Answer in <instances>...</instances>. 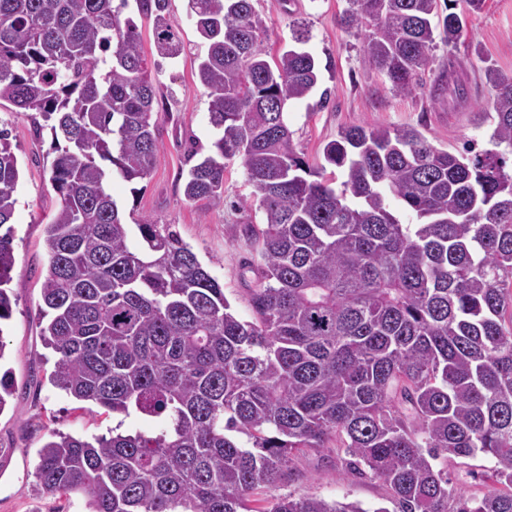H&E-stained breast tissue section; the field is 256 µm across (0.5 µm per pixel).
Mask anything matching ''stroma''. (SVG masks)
Listing matches in <instances>:
<instances>
[{
	"instance_id": "35a3bbf8",
	"label": "stroma",
	"mask_w": 512,
	"mask_h": 512,
	"mask_svg": "<svg viewBox=\"0 0 512 512\" xmlns=\"http://www.w3.org/2000/svg\"><path fill=\"white\" fill-rule=\"evenodd\" d=\"M348 0H255L264 28L260 35L270 58L293 47V24L304 22L309 33L305 45L322 64V87L331 89L328 102L319 94L289 102L288 125L299 154L314 167L324 162L323 148L351 126L410 127L435 146L462 154L464 145L474 153L495 149L490 135L495 127L492 103L495 89L485 78L486 68L512 74V0H485L481 10L466 12L456 44L438 45L422 73V89L403 95L391 90L385 77L365 66L363 39L346 32L336 17ZM122 18L133 20L150 62L156 91L154 117L161 132L159 161L145 179L132 182L113 178L112 195L125 212L127 223L144 216L174 225L182 240L223 285L224 294L240 318L252 319L248 294L254 287L249 269L255 257L253 225L262 214L252 203L240 158L226 161L224 195L215 200L188 201L183 195L190 144L201 154L213 151L214 130L209 122V98L196 77L205 47L196 31L188 0H169L168 20L184 43L174 59L158 57L151 18L139 13L136 0H128ZM0 123L11 130L19 180L11 219L16 264L14 276L23 281L13 302V314L0 338L14 393L0 412V512H88L82 495L63 497L42 490L35 476L37 452L51 431L89 438L109 434L115 425L145 433L155 422L137 416L124 419L104 413L91 403L75 401L49 380L54 355L45 348L40 330L41 284L47 273L44 229L60 206L50 181L55 157L49 130L38 129L31 114L16 113L10 103L0 104ZM498 150V149H495ZM506 168L512 152L498 150ZM494 468L490 456L452 458L448 471L465 497L480 499ZM313 495L328 500L360 503L367 512L390 507V491L370 475L349 468L344 451L309 450L293 460L288 483L259 489L257 497Z\"/></svg>"
}]
</instances>
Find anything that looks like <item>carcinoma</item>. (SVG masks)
Returning <instances> with one entry per match:
<instances>
[{"instance_id":"cac0c4a2","label":"carcinoma","mask_w":512,"mask_h":512,"mask_svg":"<svg viewBox=\"0 0 512 512\" xmlns=\"http://www.w3.org/2000/svg\"><path fill=\"white\" fill-rule=\"evenodd\" d=\"M168 2L138 0L157 54L175 59L183 41ZM349 2L338 24L368 31L364 63L401 94L421 87L436 39L449 46L463 26L440 0ZM112 3L0 0V102L38 114L58 152L41 285L51 382L158 424L152 435L51 432L42 488L81 494L90 512H366L317 496L252 505L255 490L291 477L294 453L333 443L390 488L395 512H512V173L413 128L355 126L324 147L345 177L334 187L288 127L287 102L320 83L315 58L292 49L270 64L253 0H189L219 137L184 195L222 197L224 160L239 157L263 215L253 318L242 320L172 225L125 223L109 191L115 173L151 174L160 138L149 62ZM485 76L492 142L512 150V75ZM18 180L0 126V228ZM392 199L418 223H402ZM12 238L0 233V324L24 287ZM479 453L494 459V485L472 501L448 457Z\"/></svg>"}]
</instances>
